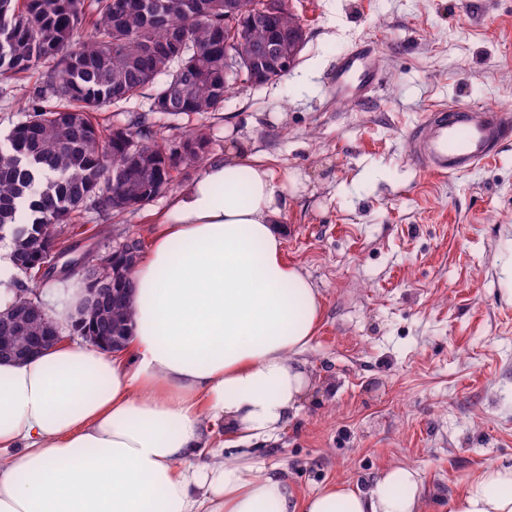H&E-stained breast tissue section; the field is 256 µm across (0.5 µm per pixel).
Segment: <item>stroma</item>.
Segmentation results:
<instances>
[{
	"mask_svg": "<svg viewBox=\"0 0 512 512\" xmlns=\"http://www.w3.org/2000/svg\"><path fill=\"white\" fill-rule=\"evenodd\" d=\"M308 33L288 76L234 84L222 110L161 116L174 140L205 126L211 156L233 144L297 176L284 258L323 310L305 357L311 388L279 439L255 446L307 497L368 489L405 465L422 512L450 504L490 465L512 466V141L454 177L423 173L408 134L451 100L512 98V0H289ZM370 38L381 82L339 106L326 91L337 54ZM113 218L151 241L168 203ZM104 216L84 211L80 250L110 251Z\"/></svg>",
	"mask_w": 512,
	"mask_h": 512,
	"instance_id": "obj_1",
	"label": "stroma"
}]
</instances>
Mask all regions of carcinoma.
<instances>
[{
    "instance_id": "carcinoma-1",
    "label": "carcinoma",
    "mask_w": 512,
    "mask_h": 512,
    "mask_svg": "<svg viewBox=\"0 0 512 512\" xmlns=\"http://www.w3.org/2000/svg\"><path fill=\"white\" fill-rule=\"evenodd\" d=\"M0 0V91H24L26 119L0 139V239L11 238L13 266L26 281L0 311V337L23 349L54 328L46 311L26 330L7 324L37 297L44 254L88 207L133 214L171 189L174 172L205 159L207 129L190 128L179 149L158 138L149 115L218 112L232 88L224 78V39L257 34L297 60L307 33L288 0ZM40 78L27 85L30 73ZM266 82L288 75L255 61ZM151 90L146 112L129 110ZM126 114L107 127L96 114ZM112 277H101L103 265ZM87 298L77 329L102 323L109 350L132 331L130 272L112 252L84 255Z\"/></svg>"
}]
</instances>
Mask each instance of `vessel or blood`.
<instances>
[{
	"label": "vessel or blood",
	"instance_id": "vessel-or-blood-1",
	"mask_svg": "<svg viewBox=\"0 0 512 512\" xmlns=\"http://www.w3.org/2000/svg\"><path fill=\"white\" fill-rule=\"evenodd\" d=\"M377 45L364 38L338 54L327 81L332 99L369 98L379 82ZM512 138V114L479 104L452 102L427 112L410 135L409 156L425 173L451 177L493 158Z\"/></svg>",
	"mask_w": 512,
	"mask_h": 512
}]
</instances>
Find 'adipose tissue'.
Returning a JSON list of instances; mask_svg holds the SVG:
<instances>
[{
	"label": "adipose tissue",
	"mask_w": 512,
	"mask_h": 512,
	"mask_svg": "<svg viewBox=\"0 0 512 512\" xmlns=\"http://www.w3.org/2000/svg\"><path fill=\"white\" fill-rule=\"evenodd\" d=\"M295 182L244 146L209 160L132 271L120 354L74 338L80 274L40 291L62 339L0 360V512H421L413 468L301 500L252 455L305 399L322 311L283 257ZM217 423L231 455L193 466ZM450 512H512V467H487Z\"/></svg>",
	"instance_id": "adipose-tissue-1"
}]
</instances>
